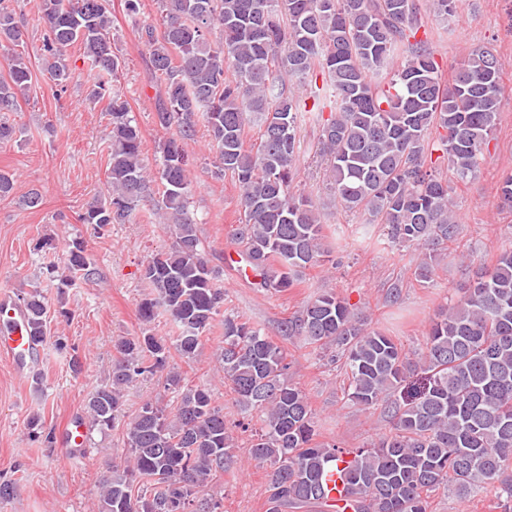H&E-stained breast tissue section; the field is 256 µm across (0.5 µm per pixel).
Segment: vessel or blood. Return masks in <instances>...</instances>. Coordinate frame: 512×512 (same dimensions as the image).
Segmentation results:
<instances>
[{"instance_id": "1", "label": "vessel or blood", "mask_w": 512, "mask_h": 512, "mask_svg": "<svg viewBox=\"0 0 512 512\" xmlns=\"http://www.w3.org/2000/svg\"><path fill=\"white\" fill-rule=\"evenodd\" d=\"M38 349L28 335L24 307L11 295L0 293V356L8 358L18 377L28 378L38 371ZM90 426L80 417H70L62 434L69 446L70 459L81 461L87 457Z\"/></svg>"}]
</instances>
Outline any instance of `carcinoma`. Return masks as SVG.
I'll return each instance as SVG.
<instances>
[{
  "label": "carcinoma",
  "mask_w": 512,
  "mask_h": 512,
  "mask_svg": "<svg viewBox=\"0 0 512 512\" xmlns=\"http://www.w3.org/2000/svg\"><path fill=\"white\" fill-rule=\"evenodd\" d=\"M161 24L140 29L152 75L164 83L155 101L159 124L175 134L158 145L152 176L142 136L115 82L123 61L109 33L108 0H42L46 28L45 71L65 87L67 48L80 44L92 80L91 95L108 99L112 126L108 179L111 191L77 215L98 232L125 224L153 202L169 216L175 241L151 255L140 277L154 296L138 307L144 323L165 312L178 330L162 337L117 340L110 381L86 406L92 425L112 429L125 416L124 390L144 375L165 374L175 394L167 410L144 402L126 424L129 453L112 462L101 483L99 512H223L220 501L198 497L199 488L234 463L233 429L224 408L205 386L183 383L167 370L170 349L192 359L224 306L219 272L210 267L190 215V170L185 151L203 124L216 148V174L241 188L243 219L234 237L255 288L283 293L303 271L330 257L315 203L296 195L294 161L298 119L320 116L323 100L334 113L321 128L320 151L330 160L336 197L383 224L394 244L426 247L414 270L427 283L456 242L453 187L436 171L442 151L465 181L487 163L485 148L499 115L501 64L480 49L443 85L423 26L419 0H160ZM219 30L218 43L208 35ZM22 25L8 0H0V41L8 42L7 75H0V112H15L33 74L23 53ZM401 62L393 65L395 57ZM233 77L227 78L226 70ZM387 71L385 82L374 80ZM321 77L304 96L287 81ZM259 115L260 141L244 147L246 113ZM442 129L438 146L432 128ZM498 204L512 211V172L502 177ZM58 287L78 274L92 279L93 263L73 241L64 264L50 266ZM460 296L431 319L416 356L371 326L369 316L328 289L288 319L284 333L344 360V397L365 409L384 407L391 428L348 456L315 441V414L306 394L288 379V352L260 329L224 315V381L237 401L258 413L260 428L249 453L268 466V512L315 507L345 512L325 502L324 476L341 470L352 512H430L433 493L491 486L512 507V250L490 269L480 268ZM32 336L48 339V300L19 297Z\"/></svg>",
  "instance_id": "obj_1"
}]
</instances>
